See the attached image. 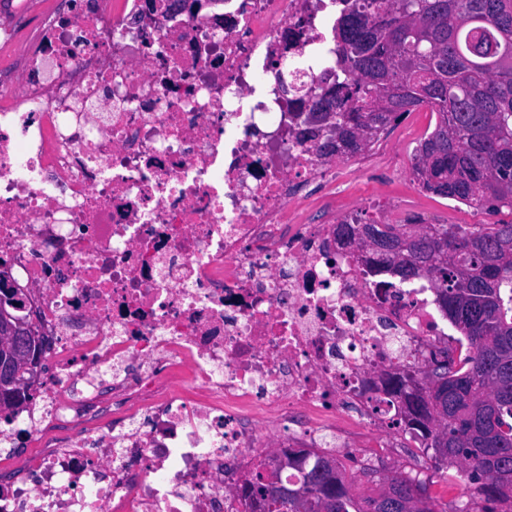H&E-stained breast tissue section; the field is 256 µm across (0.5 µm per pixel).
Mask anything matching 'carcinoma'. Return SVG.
I'll list each match as a JSON object with an SVG mask.
<instances>
[{
  "label": "carcinoma",
  "instance_id": "cac0c4a2",
  "mask_svg": "<svg viewBox=\"0 0 512 512\" xmlns=\"http://www.w3.org/2000/svg\"><path fill=\"white\" fill-rule=\"evenodd\" d=\"M355 0L336 22V78L346 110L334 112L329 154L363 151L390 123L427 105L439 117L417 149L413 176L429 192L512 212V0ZM402 89L386 99L383 89ZM383 241L375 252L404 281L431 277L439 303L466 347H446L421 379L393 388L405 403L404 429L434 461L426 481L362 474L379 486L356 497L336 458L290 453L272 472L245 480L254 512H501L512 503V220L497 224H340ZM21 398H30L22 358ZM297 469L283 480V467ZM437 485L458 494L444 499Z\"/></svg>",
  "mask_w": 512,
  "mask_h": 512
}]
</instances>
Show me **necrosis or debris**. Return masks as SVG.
<instances>
[{
  "label": "necrosis or debris",
  "instance_id": "obj_1",
  "mask_svg": "<svg viewBox=\"0 0 512 512\" xmlns=\"http://www.w3.org/2000/svg\"><path fill=\"white\" fill-rule=\"evenodd\" d=\"M344 7L0 0V271L49 367L0 418L1 447L36 450L0 469V512H248L240 478L285 449L420 447L391 391L452 335L437 287L336 240L411 216L298 219L340 177L303 131L332 123L311 105Z\"/></svg>",
  "mask_w": 512,
  "mask_h": 512
}]
</instances>
